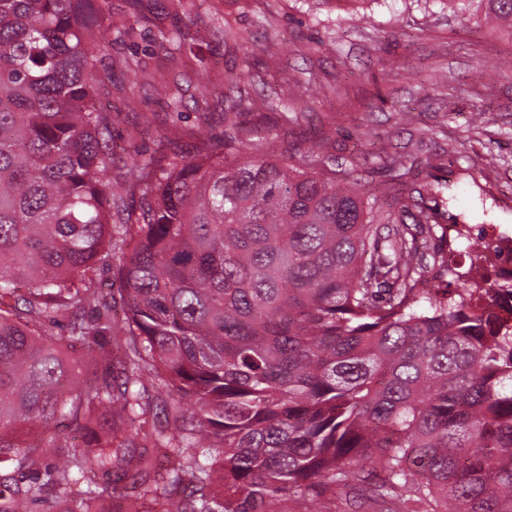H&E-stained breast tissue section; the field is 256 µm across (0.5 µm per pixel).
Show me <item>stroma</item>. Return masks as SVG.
<instances>
[{
    "mask_svg": "<svg viewBox=\"0 0 512 512\" xmlns=\"http://www.w3.org/2000/svg\"><path fill=\"white\" fill-rule=\"evenodd\" d=\"M106 42L95 77L113 117L112 177L130 155L156 150L173 122L202 127L220 143L239 117L232 81L249 69L272 92L282 72L299 84L287 115L268 113V149H311L353 168L366 192L386 179L385 155L401 154L408 183L449 164L448 221L469 230L447 267L423 273L425 287L453 284L473 259L474 238L512 235V30L485 19L476 0L451 13L441 0H364L357 13L311 0H97ZM180 30L181 64L169 69L161 34ZM142 68L131 71L129 61ZM210 81L223 99L202 101Z\"/></svg>",
    "mask_w": 512,
    "mask_h": 512,
    "instance_id": "1",
    "label": "stroma"
}]
</instances>
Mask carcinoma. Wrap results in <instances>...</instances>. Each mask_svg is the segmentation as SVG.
Wrapping results in <instances>:
<instances>
[{"label": "carcinoma", "instance_id": "1", "mask_svg": "<svg viewBox=\"0 0 512 512\" xmlns=\"http://www.w3.org/2000/svg\"><path fill=\"white\" fill-rule=\"evenodd\" d=\"M479 2L512 27V0ZM86 4L0 0V512H103L116 470L138 488L124 512H512V280L471 267L453 296L426 292L406 239L408 219L440 224L446 180L398 196L387 157L385 211L237 124L225 147L174 126L112 182L93 72L122 31ZM292 93L288 77L236 106ZM112 262L119 326L96 281ZM51 424L92 440H13ZM138 438L165 462L135 457Z\"/></svg>", "mask_w": 512, "mask_h": 512}]
</instances>
